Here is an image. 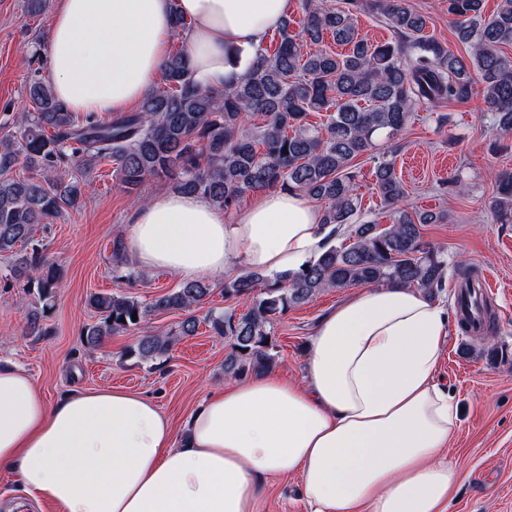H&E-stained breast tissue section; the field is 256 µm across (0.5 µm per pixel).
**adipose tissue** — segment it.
I'll use <instances>...</instances> for the list:
<instances>
[{
	"mask_svg": "<svg viewBox=\"0 0 512 512\" xmlns=\"http://www.w3.org/2000/svg\"><path fill=\"white\" fill-rule=\"evenodd\" d=\"M290 0H57L53 92L70 111L135 109L158 80L173 15L191 20L194 81L221 89L256 63ZM334 235L300 192L267 190L227 219L167 191L131 211L140 268L186 282L243 267L300 268ZM450 317L422 289L368 286L322 316L301 379L266 372L210 392L182 434L150 398L97 388L53 402L0 361V469L59 512H254L260 483L301 478L313 512H446L459 480L442 452L456 404L435 372Z\"/></svg>",
	"mask_w": 512,
	"mask_h": 512,
	"instance_id": "adipose-tissue-1",
	"label": "adipose tissue"
}]
</instances>
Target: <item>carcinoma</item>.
<instances>
[{"label": "carcinoma", "instance_id": "obj_1", "mask_svg": "<svg viewBox=\"0 0 512 512\" xmlns=\"http://www.w3.org/2000/svg\"><path fill=\"white\" fill-rule=\"evenodd\" d=\"M380 15L398 41L373 44L361 39L354 12ZM303 35L318 46L329 35L349 47L346 53L316 49L300 52L285 21L274 49H260L259 61L241 80L221 90L193 81L185 52L168 55L162 86L150 90L138 108L108 121L81 118L39 79L29 86L33 111L19 118V136L0 141V255L11 259L10 277L35 288L41 312L30 321L39 331L40 314L53 307L61 276L39 249L27 251L35 228L81 205L90 169L103 159L130 193L152 178L169 177L175 190L199 194L228 211L247 194L280 188L325 203L322 223L345 231L346 240L329 242L306 267L270 276L249 271L219 285L227 300L246 301L247 311H209L206 324L230 341L224 372L242 376L269 370L275 360L273 321L330 288L400 284L431 293L445 286L448 261L423 240L422 226L445 224V213L411 212L401 205L405 189L387 153L374 154L404 128L419 102H463L481 87L493 125L512 133V0H499L490 15L484 0H448L459 41L467 55H456L421 36L426 19L406 0H302ZM312 112L324 113L318 125ZM374 162L375 190L392 209L385 228L358 220V168ZM38 171L15 178L17 164ZM69 179L51 176L60 164ZM491 211L500 224H512V172L499 173ZM211 288L188 282L149 300L125 293L94 294L100 322L86 330L87 343L137 328L132 353L148 362L161 358L170 340L148 328L151 316L187 311L204 304ZM137 318H132V315Z\"/></svg>", "mask_w": 512, "mask_h": 512}]
</instances>
